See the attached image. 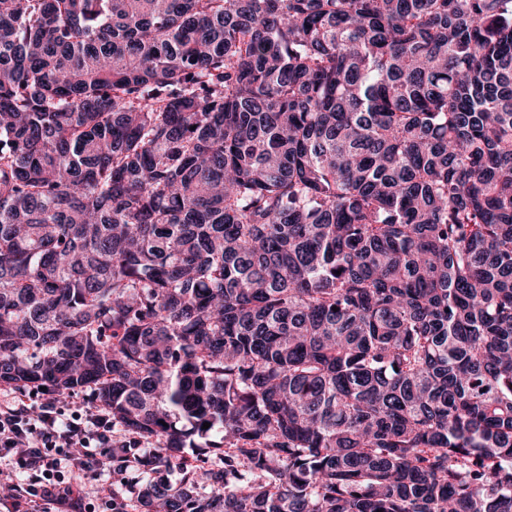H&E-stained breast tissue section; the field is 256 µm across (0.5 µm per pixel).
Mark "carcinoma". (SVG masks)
<instances>
[{"mask_svg":"<svg viewBox=\"0 0 512 512\" xmlns=\"http://www.w3.org/2000/svg\"><path fill=\"white\" fill-rule=\"evenodd\" d=\"M0 383L113 512H512V0H0Z\"/></svg>","mask_w":512,"mask_h":512,"instance_id":"carcinoma-1","label":"carcinoma"}]
</instances>
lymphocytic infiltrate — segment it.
I'll list each match as a JSON object with an SVG mask.
<instances>
[{"label": "lymphocytic infiltrate", "instance_id": "1", "mask_svg": "<svg viewBox=\"0 0 512 512\" xmlns=\"http://www.w3.org/2000/svg\"><path fill=\"white\" fill-rule=\"evenodd\" d=\"M76 444L82 457L71 453ZM126 445L106 414L67 417L52 403L30 406L0 392V468L19 476L8 512H77L83 505L81 478L104 476L113 449Z\"/></svg>", "mask_w": 512, "mask_h": 512}]
</instances>
